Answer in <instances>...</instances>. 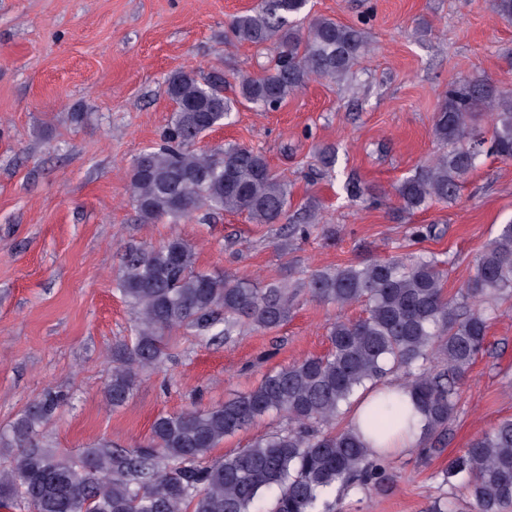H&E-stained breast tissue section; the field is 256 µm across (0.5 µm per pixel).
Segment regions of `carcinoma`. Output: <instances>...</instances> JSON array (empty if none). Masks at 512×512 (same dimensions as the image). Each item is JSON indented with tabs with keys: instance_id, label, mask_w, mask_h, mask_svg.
I'll use <instances>...</instances> for the list:
<instances>
[{
	"instance_id": "obj_1",
	"label": "carcinoma",
	"mask_w": 512,
	"mask_h": 512,
	"mask_svg": "<svg viewBox=\"0 0 512 512\" xmlns=\"http://www.w3.org/2000/svg\"><path fill=\"white\" fill-rule=\"evenodd\" d=\"M309 0H258L227 25L236 42L276 49L259 77H243L226 95L222 81L181 70L167 79L175 114L161 144L134 161L130 198L144 223L177 220L199 209L247 213L257 224L288 221V182L265 156L229 144L195 148V113L209 128L224 125L238 104L278 109L310 80H342L369 52L363 29L310 17ZM491 119L490 129L481 124ZM439 153L401 180V208L416 212L434 200L454 199L482 152L512 160V91L490 81L454 84L434 117ZM301 223L283 228L288 240L315 222V205L300 209ZM443 262L433 255L347 264L312 274L301 287L311 298L340 307L363 302L366 316L337 319L330 349L268 372L253 388L222 405H194L158 416L148 441L118 448L100 441L79 457L40 438V427L60 399L33 403L0 436L12 450L0 468V506L27 512H339L356 488L388 491L393 476L350 426L336 420L355 394L382 384L395 371L425 418L419 453L441 451L459 398V385L483 350L491 320L489 297H512V221L500 225L477 261L461 298L445 295ZM116 288L136 311L134 336L117 346L107 399L121 407L140 375L165 356L166 336L193 328L229 342L241 323L272 330L287 319L296 297L286 284L256 287L233 274L196 270L194 247L178 235L158 247L130 248ZM276 412L288 427L246 448L212 455L224 438ZM402 401L385 393L370 407L368 430L384 437L398 426ZM443 486L467 480L472 512H512V417L471 441L437 473Z\"/></svg>"
}]
</instances>
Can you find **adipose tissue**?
Returning a JSON list of instances; mask_svg holds the SVG:
<instances>
[{"mask_svg":"<svg viewBox=\"0 0 512 512\" xmlns=\"http://www.w3.org/2000/svg\"><path fill=\"white\" fill-rule=\"evenodd\" d=\"M374 398L373 391L361 393L352 408L349 424L359 432L363 441L373 448L378 456L383 458L396 457L408 453L419 446L424 426L423 415L416 410L414 399L410 394H403L402 400L411 417L409 426L403 427L398 436L386 439L377 438L364 425V418Z\"/></svg>","mask_w":512,"mask_h":512,"instance_id":"ef3b65f1","label":"adipose tissue"}]
</instances>
